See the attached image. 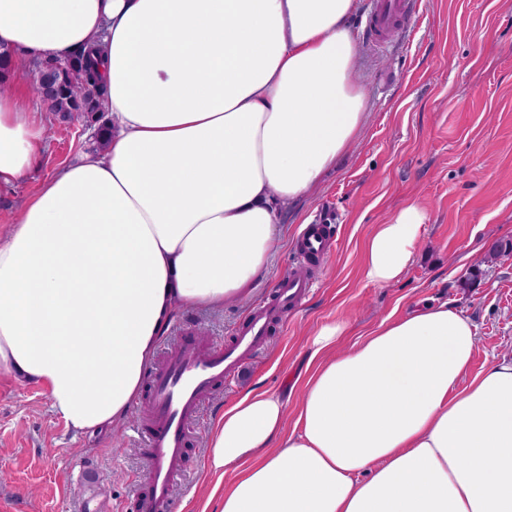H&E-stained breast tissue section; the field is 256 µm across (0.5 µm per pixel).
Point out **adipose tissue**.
<instances>
[{
    "instance_id": "adipose-tissue-1",
    "label": "adipose tissue",
    "mask_w": 512,
    "mask_h": 512,
    "mask_svg": "<svg viewBox=\"0 0 512 512\" xmlns=\"http://www.w3.org/2000/svg\"><path fill=\"white\" fill-rule=\"evenodd\" d=\"M358 0H0L16 69L101 49L112 134L40 179L0 240V370L65 426L124 422L181 309L252 295L281 208L311 194L367 110ZM50 101L0 94V193L38 172ZM410 203L366 241L364 279L411 262ZM311 335L293 427L270 392L218 417L220 512H512V357L469 376L476 327L448 304Z\"/></svg>"
}]
</instances>
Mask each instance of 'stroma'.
I'll return each instance as SVG.
<instances>
[{
  "instance_id": "35a3bbf8",
  "label": "stroma",
  "mask_w": 512,
  "mask_h": 512,
  "mask_svg": "<svg viewBox=\"0 0 512 512\" xmlns=\"http://www.w3.org/2000/svg\"><path fill=\"white\" fill-rule=\"evenodd\" d=\"M411 22L376 48L359 40L360 77L370 110L359 139L307 198L280 216L282 239L252 296L218 312L185 310L158 342L162 362L181 332L231 342L277 283L302 273L299 232L331 215L333 249L309 271L310 292L271 324L263 349L234 380L208 395L188 444L175 512H217L219 478L205 468L217 415L257 388L295 407L291 385L309 371L307 340L319 325L345 320L343 345L387 316L448 303L477 330L471 374L512 355V260L485 263L494 243L512 242V0H417ZM100 121L46 120L42 173L99 148ZM427 213L421 242L403 274L377 287L362 276L365 241L401 206ZM477 281H470V274ZM137 398L116 427L75 434L53 413L37 384L0 373V512H133L128 502L145 462L133 439Z\"/></svg>"
}]
</instances>
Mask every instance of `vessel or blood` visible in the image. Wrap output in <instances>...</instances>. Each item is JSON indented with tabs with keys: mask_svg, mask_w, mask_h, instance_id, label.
<instances>
[{
	"mask_svg": "<svg viewBox=\"0 0 512 512\" xmlns=\"http://www.w3.org/2000/svg\"><path fill=\"white\" fill-rule=\"evenodd\" d=\"M412 0H372L366 39L380 44L395 23L411 21ZM330 233L327 225L310 224L303 231L298 260L307 265L324 256ZM313 285L302 275L286 277L278 288L274 305L252 313L235 341L203 340L185 332L150 380L147 415L134 433L143 443L146 463L142 480L146 492L138 494V512H164L171 504L174 486L182 474L189 427L201 411L204 398L220 387L226 374L234 372L242 355L258 352L268 335L272 319L287 311Z\"/></svg>",
	"mask_w": 512,
	"mask_h": 512,
	"instance_id": "1",
	"label": "vessel or blood"
}]
</instances>
